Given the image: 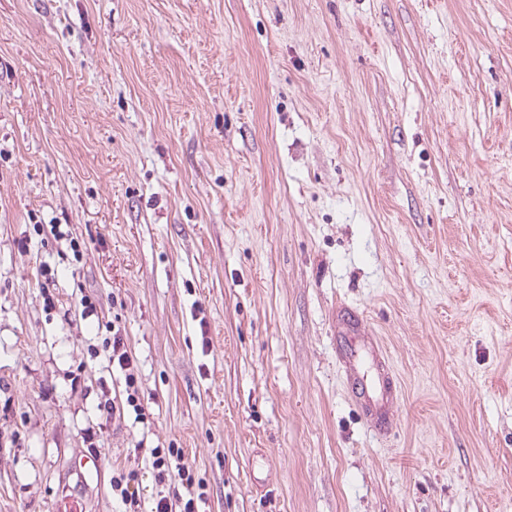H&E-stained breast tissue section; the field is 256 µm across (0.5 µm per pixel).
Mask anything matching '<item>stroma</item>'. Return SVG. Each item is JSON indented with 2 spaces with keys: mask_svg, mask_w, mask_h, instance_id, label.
<instances>
[{
  "mask_svg": "<svg viewBox=\"0 0 512 512\" xmlns=\"http://www.w3.org/2000/svg\"><path fill=\"white\" fill-rule=\"evenodd\" d=\"M155 448L200 512H512V0H0V512H149ZM355 327L344 332V366L352 385V393L371 423L380 432L389 421L395 392L389 365L378 343L356 338ZM112 487L117 492L119 500L124 507L122 512H141L142 504L138 490L135 487L137 473L130 470L127 473L121 469L114 477Z\"/></svg>",
  "mask_w": 512,
  "mask_h": 512,
  "instance_id": "1",
  "label": "stroma"
}]
</instances>
